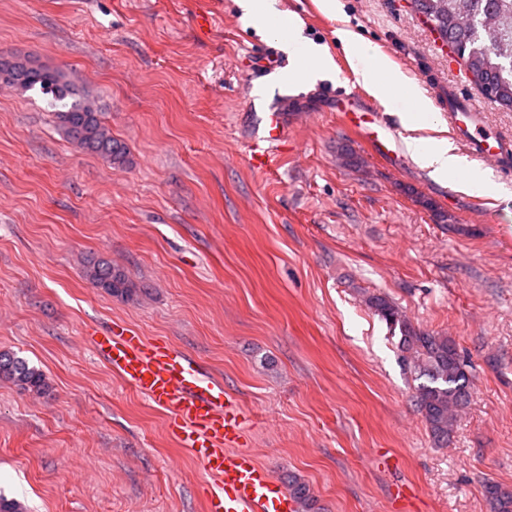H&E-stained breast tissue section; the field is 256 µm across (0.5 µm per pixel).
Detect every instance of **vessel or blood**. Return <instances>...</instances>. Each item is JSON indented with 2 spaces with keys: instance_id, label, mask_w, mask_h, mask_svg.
Segmentation results:
<instances>
[{
  "instance_id": "1",
  "label": "vessel or blood",
  "mask_w": 512,
  "mask_h": 512,
  "mask_svg": "<svg viewBox=\"0 0 512 512\" xmlns=\"http://www.w3.org/2000/svg\"><path fill=\"white\" fill-rule=\"evenodd\" d=\"M282 66L275 53L261 54L253 63V76L273 79ZM327 102L328 111L348 122L376 154L398 165L407 162L395 129L358 91L337 87ZM252 109L255 131L248 161L261 169L283 140L285 121L276 99L254 95ZM447 112L454 132L487 165L500 168L512 158V140L484 124L474 101L449 92ZM91 343L113 372L165 411L169 432L181 446L192 449L213 477L207 489L208 512H296L293 497L241 447L246 411L196 360L169 341L147 340L124 324L92 333Z\"/></svg>"
}]
</instances>
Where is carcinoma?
Listing matches in <instances>:
<instances>
[{"instance_id": "cac0c4a2", "label": "carcinoma", "mask_w": 512, "mask_h": 512, "mask_svg": "<svg viewBox=\"0 0 512 512\" xmlns=\"http://www.w3.org/2000/svg\"><path fill=\"white\" fill-rule=\"evenodd\" d=\"M413 7L426 15L453 45L470 81L496 103L512 109V0H413ZM490 17L493 24L489 26L486 21ZM0 79L23 90H38L52 106L62 104L64 110L57 117L66 136L78 147L114 164L126 161L124 145L112 137L90 101L74 98L65 102L71 92L58 71L0 62ZM86 277L111 295L132 293L133 285L124 272L107 261L90 263ZM367 303L391 330L399 331L403 360L418 381L416 405L433 439L441 445L448 443L454 412L469 401L465 364L455 343L447 336L414 327L384 295L373 294ZM0 377L38 393L48 387L41 371L9 352H0ZM290 493L305 512H312L313 499L305 484L291 481ZM484 493L490 512H512V490L489 482Z\"/></svg>"}]
</instances>
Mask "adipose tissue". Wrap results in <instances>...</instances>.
<instances>
[{
    "label": "adipose tissue",
    "instance_id": "adipose-tissue-1",
    "mask_svg": "<svg viewBox=\"0 0 512 512\" xmlns=\"http://www.w3.org/2000/svg\"><path fill=\"white\" fill-rule=\"evenodd\" d=\"M236 4L245 16L258 24L264 36L275 39L279 48L287 54L290 66L286 80H310L331 69V57L304 36L296 15L284 11L280 0H236ZM335 34L347 56L355 63L356 81L367 87L380 104H388L400 95L406 98L408 107L400 112L399 118L402 126L410 132L405 143L414 161L428 169L436 179L445 180L461 173L465 176L468 190L479 194L490 191L493 187L490 172L471 166L465 157L456 153L448 140L431 142L414 137V130L438 120L436 111L423 97L417 84L395 71L378 55L373 44L353 29L340 27Z\"/></svg>",
    "mask_w": 512,
    "mask_h": 512
}]
</instances>
